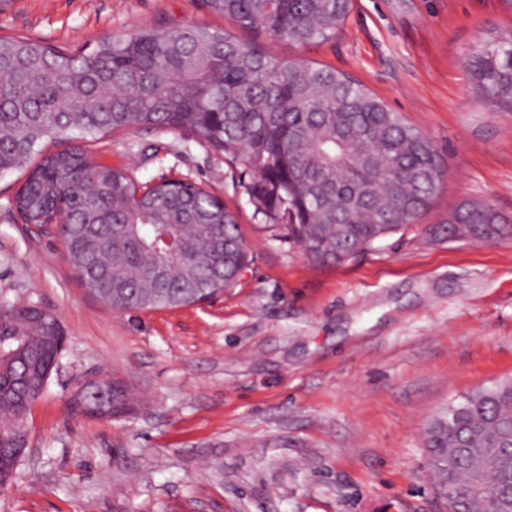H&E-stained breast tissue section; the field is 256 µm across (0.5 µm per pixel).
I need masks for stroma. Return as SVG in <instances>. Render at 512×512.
Here are the masks:
<instances>
[{"label": "stroma", "instance_id": "stroma-1", "mask_svg": "<svg viewBox=\"0 0 512 512\" xmlns=\"http://www.w3.org/2000/svg\"><path fill=\"white\" fill-rule=\"evenodd\" d=\"M199 20L225 24L194 0H0V36L64 51ZM488 28L512 31L505 0H353L333 40L264 38L279 59L359 80L448 161L422 229L336 266L254 222L223 156L133 129L89 143L93 159L221 197L256 262L209 302L116 312L86 296L54 236L18 218L23 172L0 176V305H39L66 336L0 512H445L427 425L512 377V241L423 232L466 200L512 214V113L474 97L466 65ZM97 368L135 390V414L71 413L75 379Z\"/></svg>", "mask_w": 512, "mask_h": 512}]
</instances>
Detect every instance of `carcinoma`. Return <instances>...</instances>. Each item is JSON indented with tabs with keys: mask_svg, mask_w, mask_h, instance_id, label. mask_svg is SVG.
I'll use <instances>...</instances> for the list:
<instances>
[{
	"mask_svg": "<svg viewBox=\"0 0 512 512\" xmlns=\"http://www.w3.org/2000/svg\"><path fill=\"white\" fill-rule=\"evenodd\" d=\"M256 34L298 45L336 36L352 0H197ZM477 96L512 112V35L494 28L468 54ZM132 128H166L224 156L252 216L288 231L307 259L335 265L415 226L433 204L443 157L433 142L352 77L284 61L257 42L202 22L137 26L69 55L30 39L0 38V175L24 170L13 204L29 224L61 226L68 264L85 291L115 311L183 307L233 286L253 256L235 215L202 187L136 182L93 160L83 141ZM45 140L63 143L31 164ZM432 230L448 240H512V216L464 201ZM21 339L0 345L37 355L52 371L62 330L23 308H0ZM17 361L0 369V479L12 478L14 439L43 390H18ZM78 401L114 418L138 397L112 377V399L77 384ZM434 487L459 486L448 512H512V495L471 491L476 475L512 488V379L461 396L426 432Z\"/></svg>",
	"mask_w": 512,
	"mask_h": 512,
	"instance_id": "1",
	"label": "carcinoma"
}]
</instances>
